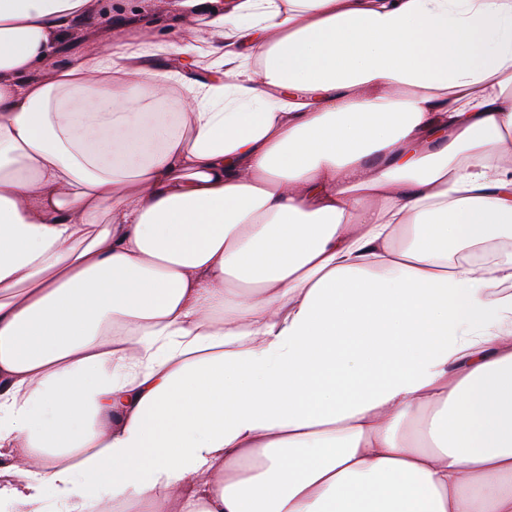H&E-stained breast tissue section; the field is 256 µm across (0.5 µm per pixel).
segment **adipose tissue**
<instances>
[{
  "instance_id": "obj_1",
  "label": "adipose tissue",
  "mask_w": 512,
  "mask_h": 512,
  "mask_svg": "<svg viewBox=\"0 0 512 512\" xmlns=\"http://www.w3.org/2000/svg\"><path fill=\"white\" fill-rule=\"evenodd\" d=\"M91 4L0 0V503L512 512V0ZM157 1H138L141 4V10L137 14L125 17L114 15L113 19L112 14L103 8H95L75 24L73 36L67 40L55 62L67 63L89 45L110 43L121 37L129 27L148 29L162 37H182L181 32L171 29L164 23L162 19L165 11L163 7L156 4Z\"/></svg>"
}]
</instances>
